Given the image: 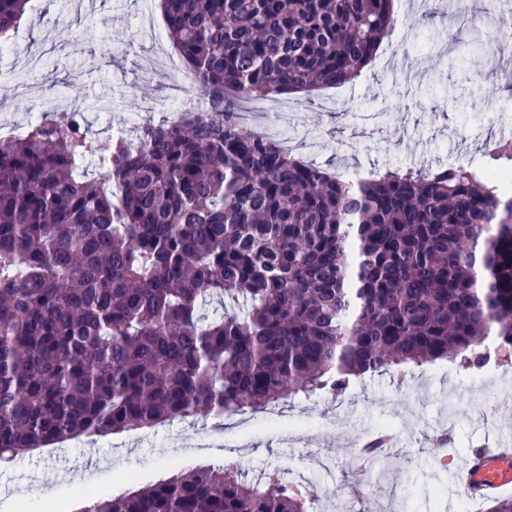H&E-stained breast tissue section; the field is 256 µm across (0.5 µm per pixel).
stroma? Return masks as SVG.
<instances>
[{
    "label": "stroma",
    "mask_w": 512,
    "mask_h": 512,
    "mask_svg": "<svg viewBox=\"0 0 512 512\" xmlns=\"http://www.w3.org/2000/svg\"><path fill=\"white\" fill-rule=\"evenodd\" d=\"M493 0H469L456 16L449 0H402L399 18L418 22L408 37L380 46L345 96L319 91L299 98L295 111L256 101L249 129L271 138L288 132L290 150L325 169L363 174L379 168L436 170L473 159L482 165L499 126L512 125V90L480 82L490 42L482 37ZM154 0H106L87 11L68 0L65 19L57 0H33L13 43L18 54L0 57V123L26 128L40 102L18 81L49 89L57 101L80 108L90 132L111 137L143 101L150 117H168L169 73L161 51L136 33V18ZM512 369L481 378L439 362L407 376L372 374L345 393H317L232 418L174 420L106 438L84 437L18 455L0 465V512H80L86 503L135 491L199 464L236 463L244 479L288 469L314 487L323 512H382L371 491L351 495L356 479L345 467L352 444L392 425L402 450L385 466L395 490L393 512H473L452 475L470 448L488 433L493 416L512 437Z\"/></svg>",
    "instance_id": "35a3bbf8"
}]
</instances>
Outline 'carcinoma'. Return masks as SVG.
Listing matches in <instances>:
<instances>
[{
    "label": "carcinoma",
    "mask_w": 512,
    "mask_h": 512,
    "mask_svg": "<svg viewBox=\"0 0 512 512\" xmlns=\"http://www.w3.org/2000/svg\"><path fill=\"white\" fill-rule=\"evenodd\" d=\"M31 0H0L8 42ZM202 93L102 142L83 111L0 137V461L83 436L343 392L366 373L512 357V202L482 169L346 181L239 119L361 75L393 0H161ZM101 157L95 176L80 162ZM217 303L219 316L204 313ZM480 512L512 497L476 494ZM313 491L199 466L85 512H315Z\"/></svg>",
    "instance_id": "cac0c4a2"
}]
</instances>
